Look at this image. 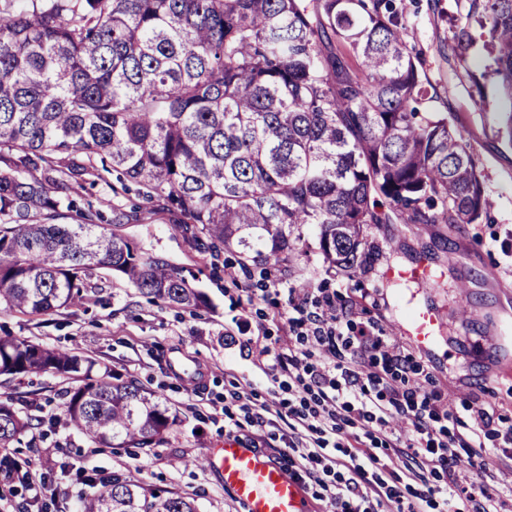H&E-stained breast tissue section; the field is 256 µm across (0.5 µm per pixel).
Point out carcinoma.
Segmentation results:
<instances>
[{"label": "carcinoma", "instance_id": "obj_1", "mask_svg": "<svg viewBox=\"0 0 512 512\" xmlns=\"http://www.w3.org/2000/svg\"><path fill=\"white\" fill-rule=\"evenodd\" d=\"M0 0V308L50 315L104 269L139 294L208 306L194 276L77 210L74 185L112 170L218 256L265 271L318 228L326 271L365 269L370 224H476L487 207L462 133L420 109L421 62L396 0ZM457 38L492 55L512 104V0H466ZM77 385L68 422L100 448L150 449L176 415L69 351L0 336V375ZM42 421L0 401V448ZM78 512H197L176 491L84 476Z\"/></svg>", "mask_w": 512, "mask_h": 512}]
</instances>
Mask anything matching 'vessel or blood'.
Wrapping results in <instances>:
<instances>
[{
    "instance_id": "obj_1",
    "label": "vessel or blood",
    "mask_w": 512,
    "mask_h": 512,
    "mask_svg": "<svg viewBox=\"0 0 512 512\" xmlns=\"http://www.w3.org/2000/svg\"><path fill=\"white\" fill-rule=\"evenodd\" d=\"M392 281H408L425 288L436 285L431 263L420 259L407 266L388 268ZM401 332L420 350L433 351L445 329V316L435 308L418 306L400 323ZM497 370H512V322L495 325ZM210 470L219 472L223 485L242 512H309V501L300 487L277 463L261 460L253 448L233 435L225 436L221 447L206 456Z\"/></svg>"
}]
</instances>
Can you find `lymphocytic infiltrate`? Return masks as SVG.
<instances>
[{"label":"lymphocytic infiltrate","mask_w":512,"mask_h":512,"mask_svg":"<svg viewBox=\"0 0 512 512\" xmlns=\"http://www.w3.org/2000/svg\"><path fill=\"white\" fill-rule=\"evenodd\" d=\"M288 350L267 398L233 393L224 431L286 421L280 460L318 512H512V378L465 392L391 325L378 298L288 288Z\"/></svg>","instance_id":"1"}]
</instances>
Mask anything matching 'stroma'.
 I'll use <instances>...</instances> for the list:
<instances>
[{
  "mask_svg": "<svg viewBox=\"0 0 512 512\" xmlns=\"http://www.w3.org/2000/svg\"><path fill=\"white\" fill-rule=\"evenodd\" d=\"M406 42L424 62L425 87L433 108L460 131L473 156L487 199L479 223L452 231L439 224H380L368 240L377 251L370 273L351 278L326 274L320 256L307 251L290 273L271 277L242 272L235 252L212 256L182 225L168 216L150 215L135 193L113 192L116 179L103 174L95 182L75 185L74 195L107 218L123 214L114 232L144 251L184 267L208 300L192 311L151 301L126 280L106 271L95 274L99 288L90 300L49 316L0 310V336L73 352L106 367L124 380L155 391L177 414L168 443L150 450L98 448L69 425L62 413L63 394L72 382L53 375L24 379L0 376V400L13 398L22 411L44 419L45 437L22 436L13 447L24 459L31 477L27 483L0 475V512H35L40 482L52 490L51 512H73L80 489L77 475L120 474L134 481L166 487L194 498L197 512H235L236 505L219 477L201 466L208 451L224 440V399L245 386L265 392L267 379L256 353L243 339L262 336L273 342L284 336L286 295L273 294L272 285L305 288H348L361 295L382 289L386 300L379 314L398 322V300H410L415 284L387 281V262L407 264L424 255L440 279L424 295L428 304L444 309L454 304L459 285L469 287L465 319L451 318L448 335L465 349L444 359L443 365L467 389L486 359L474 350L492 322L512 309V132L506 120L512 104L503 96L490 69L482 43L461 49L455 39V19L463 0H405ZM255 294L247 304V294ZM194 362L203 373L188 385L169 365L170 357Z\"/></svg>",
  "mask_w": 512,
  "mask_h": 512,
  "instance_id": "1",
  "label": "stroma"
}]
</instances>
